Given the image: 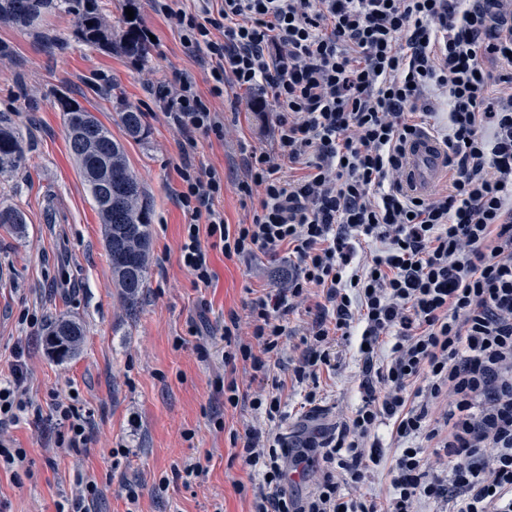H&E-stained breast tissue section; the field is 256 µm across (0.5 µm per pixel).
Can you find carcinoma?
<instances>
[{"label":"carcinoma","instance_id":"cac0c4a2","mask_svg":"<svg viewBox=\"0 0 512 512\" xmlns=\"http://www.w3.org/2000/svg\"><path fill=\"white\" fill-rule=\"evenodd\" d=\"M56 10L73 17L75 31L90 46L103 47L116 54L147 60L151 49L140 30L128 28L112 38L97 6V0H0V23L32 26L46 12ZM71 151L96 204L103 224L104 243L112 266V282L129 306H134L150 271L152 233L150 203L141 183L131 170L125 148L112 130L87 109L71 101L61 103ZM121 130L127 137L145 135L142 114L136 110L121 113ZM23 138L9 124L0 125V177L14 173L23 159ZM103 159L112 167V178L94 180L90 171ZM85 336L83 325L70 318L51 322L47 339L51 354L59 361L74 357Z\"/></svg>","mask_w":512,"mask_h":512}]
</instances>
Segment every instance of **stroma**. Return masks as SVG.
I'll use <instances>...</instances> for the list:
<instances>
[{
    "label": "stroma",
    "instance_id": "1",
    "mask_svg": "<svg viewBox=\"0 0 512 512\" xmlns=\"http://www.w3.org/2000/svg\"><path fill=\"white\" fill-rule=\"evenodd\" d=\"M137 24L154 40L147 61L108 53L77 38L71 16L47 13L39 27L0 24V119L22 134L25 160L0 179V206L20 210L23 232L0 226V377H9L16 346L25 349L32 405L8 431L27 452L15 482L0 472V512H57L75 494L79 477L96 480L94 512H249L237 486L251 472L235 459L231 433H244L246 413L224 407V319L243 312L261 288L283 286L275 261L258 254L230 262L214 253L218 279L195 287L179 259V241L190 217L177 204V167L183 152L224 173L216 200L228 223L253 206L236 185L246 156L273 146V116L254 107L261 90L225 86L211 98L224 115V137L186 139L164 114L151 87L182 73L194 76L201 94L210 88L207 67L183 45L179 32L136 0ZM92 112L113 133L127 109L142 114L143 139L124 138L131 168L152 203L149 279L134 308L112 284L102 224L67 140L60 96ZM64 315L82 322L79 353L61 362L44 338L49 322ZM339 365L317 380L322 399L309 420L298 418L304 395L287 372L275 370L290 398L292 415L282 431L310 427L329 434L361 401V365L352 345L339 341ZM76 395L93 414L86 451L56 447L52 394ZM192 439H185V432ZM126 449L115 459L112 449ZM189 462L202 466L191 484L176 476ZM138 487L129 501L125 484Z\"/></svg>",
    "mask_w": 512,
    "mask_h": 512
}]
</instances>
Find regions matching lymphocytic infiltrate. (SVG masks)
<instances>
[{"label": "lymphocytic infiltrate", "instance_id": "f902f5d3", "mask_svg": "<svg viewBox=\"0 0 512 512\" xmlns=\"http://www.w3.org/2000/svg\"><path fill=\"white\" fill-rule=\"evenodd\" d=\"M150 0L210 65L209 96L192 76L162 96L167 117L186 136L224 137V117L207 97L225 85L270 89L274 150L250 155L238 185L258 206L230 224L215 201L224 177L183 161L178 169L183 228L180 261L198 288L217 278L212 251L245 261L287 251L295 276L265 290L246 315L224 323L225 364L243 362L259 388L224 386V404L268 422L286 419L275 366L295 382L336 365L337 340H357L361 403L334 435L294 447L273 427L247 429L237 458L259 478L239 485L250 512H417L425 502L452 512H512V99L486 129L480 107L491 75L483 55L505 66L512 84V24L498 0ZM441 90L448 122L441 141L450 189L414 199L403 188V147L434 114L426 92ZM304 174L284 178V165ZM324 301L299 338L295 363L283 357L288 317L310 289ZM11 379L0 381V428L27 412L22 349ZM58 439L85 451L90 411L54 400ZM391 424L397 448L386 502L357 495L381 464L378 431ZM450 467L431 470L426 449ZM322 465L307 495L287 496L292 464L307 455Z\"/></svg>", "mask_w": 512, "mask_h": 512}]
</instances>
